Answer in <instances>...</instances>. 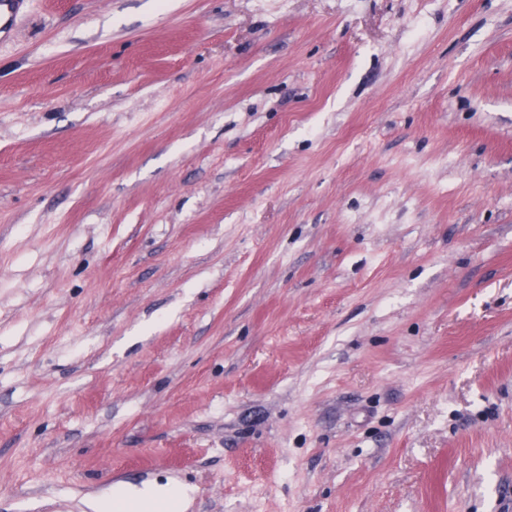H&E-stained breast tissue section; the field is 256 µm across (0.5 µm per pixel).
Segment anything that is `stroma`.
<instances>
[{
  "mask_svg": "<svg viewBox=\"0 0 512 512\" xmlns=\"http://www.w3.org/2000/svg\"><path fill=\"white\" fill-rule=\"evenodd\" d=\"M512 512V0H29L0 39V512ZM184 492L175 488L156 490L144 489L138 491L119 490L116 494L115 502L106 500H95L90 503L91 512H112L115 507L125 508L127 512H137L143 506L151 503H157L158 508L167 512H177L181 509V501Z\"/></svg>",
  "mask_w": 512,
  "mask_h": 512,
  "instance_id": "35a3bbf8",
  "label": "stroma"
}]
</instances>
